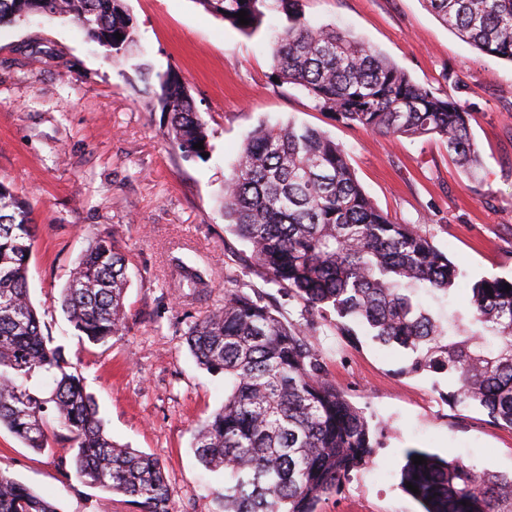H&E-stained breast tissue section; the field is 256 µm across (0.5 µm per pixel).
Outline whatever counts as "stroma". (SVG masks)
Wrapping results in <instances>:
<instances>
[{
	"mask_svg": "<svg viewBox=\"0 0 512 512\" xmlns=\"http://www.w3.org/2000/svg\"><path fill=\"white\" fill-rule=\"evenodd\" d=\"M137 43L116 65L74 23L0 25V181L24 199L37 225L29 295L45 335L81 374L113 442L157 457L172 489L169 512H224V480L192 448L195 430L224 402V379L199 367L187 323L221 306L226 275L249 266L266 302L298 319L300 306L253 266L220 209L224 183L248 134L263 122L327 133L347 154L371 200L412 224L466 274L436 310L465 311L467 284L512 276V62L482 54L423 0H300L314 26L366 41L415 82L452 94L471 115L483 162L468 179L436 139L375 134L319 111L302 90L274 82L270 43L287 26L267 11L245 34L198 0H126ZM178 74L206 123L211 150L188 159L154 108L158 78ZM117 231L129 255L126 329L104 344L81 339L60 304L89 243ZM208 270L197 295L170 287L173 259ZM347 399L372 418L378 448L318 512H422L400 486L407 449L477 471L512 476V429L447 399L448 378L408 372L406 352L364 335L319 328L312 338ZM0 466L59 512H139L129 497L82 484L71 454L36 453L0 430Z\"/></svg>",
	"mask_w": 512,
	"mask_h": 512,
	"instance_id": "stroma-1",
	"label": "stroma"
}]
</instances>
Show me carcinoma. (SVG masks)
<instances>
[{
    "instance_id": "carcinoma-1",
    "label": "carcinoma",
    "mask_w": 512,
    "mask_h": 512,
    "mask_svg": "<svg viewBox=\"0 0 512 512\" xmlns=\"http://www.w3.org/2000/svg\"><path fill=\"white\" fill-rule=\"evenodd\" d=\"M271 1L288 16L270 49L279 81L346 124L439 139L469 179L481 178L469 113L453 97L414 82L347 32L310 25L297 0H198L243 32L260 27ZM423 2L462 40L512 62V0ZM41 6L76 23L114 63L135 42L124 0H0V24ZM241 10L247 25L234 17ZM153 100L169 113L171 142L184 157L203 159L208 131L181 78L159 77ZM224 219L266 281L301 306L299 319L287 321L230 276L224 304L185 332L198 364L224 376V404L193 441L199 462L224 475V512H317L375 453L365 411L346 398L310 341L322 325L341 336L365 327L380 345L407 351L408 372L447 375L451 401L512 429V279L476 280L464 315L443 319L424 307L419 291L446 297L462 272L430 236L373 204L326 133L290 122L251 131L225 182ZM36 230L25 203L0 182V428L36 452L62 428L79 481L132 498L139 512H169L162 463L112 441L61 347L42 334L27 282ZM127 265L117 237L106 234L89 244L61 291L63 311L93 344L125 329ZM174 275L179 288L209 285L202 270L180 261ZM420 455L426 463L414 464ZM408 482L423 512H512V477L410 450L401 469V485ZM0 512L58 508L0 467Z\"/></svg>"
}]
</instances>
